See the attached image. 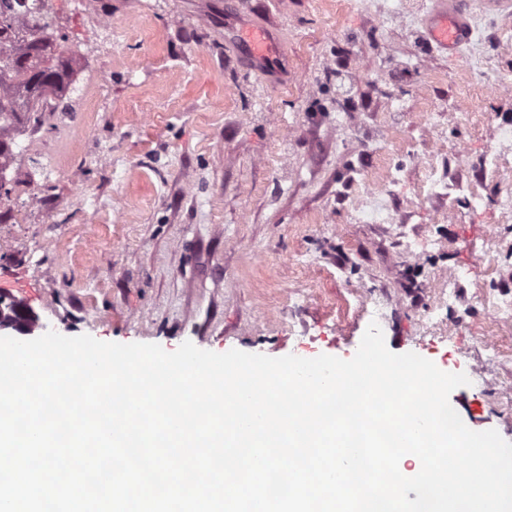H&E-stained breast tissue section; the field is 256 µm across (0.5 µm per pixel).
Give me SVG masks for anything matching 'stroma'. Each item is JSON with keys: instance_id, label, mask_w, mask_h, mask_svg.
I'll return each mask as SVG.
<instances>
[{"instance_id": "35a3bbf8", "label": "stroma", "mask_w": 512, "mask_h": 512, "mask_svg": "<svg viewBox=\"0 0 512 512\" xmlns=\"http://www.w3.org/2000/svg\"><path fill=\"white\" fill-rule=\"evenodd\" d=\"M427 7L47 0L74 75L1 175L0 293L41 335L302 358H352L378 303L387 348L466 374L452 407L512 443V16L475 9L449 55ZM252 14L287 86L224 45ZM373 196L389 221L356 223Z\"/></svg>"}]
</instances>
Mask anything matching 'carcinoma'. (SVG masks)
<instances>
[{
    "label": "carcinoma",
    "instance_id": "cac0c4a2",
    "mask_svg": "<svg viewBox=\"0 0 512 512\" xmlns=\"http://www.w3.org/2000/svg\"><path fill=\"white\" fill-rule=\"evenodd\" d=\"M35 0H0V169L12 158L10 134L39 121L51 97L66 96L61 72L69 61L57 54L56 37Z\"/></svg>",
    "mask_w": 512,
    "mask_h": 512
}]
</instances>
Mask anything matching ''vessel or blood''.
<instances>
[{
	"instance_id": "vessel-or-blood-1",
	"label": "vessel or blood",
	"mask_w": 512,
	"mask_h": 512,
	"mask_svg": "<svg viewBox=\"0 0 512 512\" xmlns=\"http://www.w3.org/2000/svg\"><path fill=\"white\" fill-rule=\"evenodd\" d=\"M430 8L425 18L426 39L440 51L453 54L469 44L474 35L471 23L472 5L512 12V0H429ZM250 36L242 38L236 30H226L224 39L236 53L246 54L251 63L259 65L276 84L288 82L283 70L288 60L286 55H274L271 50V33L263 18L250 21Z\"/></svg>"
}]
</instances>
